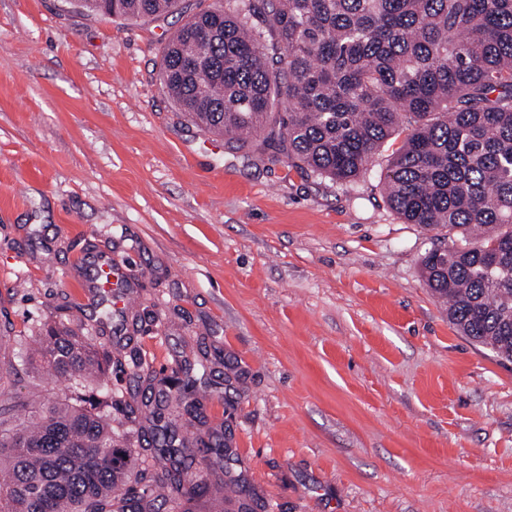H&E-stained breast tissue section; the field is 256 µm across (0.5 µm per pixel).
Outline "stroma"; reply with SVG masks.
<instances>
[{"label":"stroma","instance_id":"stroma-1","mask_svg":"<svg viewBox=\"0 0 512 512\" xmlns=\"http://www.w3.org/2000/svg\"><path fill=\"white\" fill-rule=\"evenodd\" d=\"M182 0L150 21L75 0H0V309L12 333L65 321L96 338L112 426L155 378L198 380L192 512H512V363L449 322L421 275L442 234L403 223L380 175L307 176L204 131L160 79ZM106 253L131 304L96 321L81 260ZM153 464L138 449L135 468ZM224 487L232 494L244 497L239 505V509L245 508L246 511L244 512L256 511L252 504L255 502L257 504V500L260 501V498H258L252 490L248 489L246 482L240 474L232 475L229 471L225 472L224 483L222 485L223 490Z\"/></svg>","mask_w":512,"mask_h":512}]
</instances>
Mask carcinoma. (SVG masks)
<instances>
[{
    "label": "carcinoma",
    "mask_w": 512,
    "mask_h": 512,
    "mask_svg": "<svg viewBox=\"0 0 512 512\" xmlns=\"http://www.w3.org/2000/svg\"><path fill=\"white\" fill-rule=\"evenodd\" d=\"M180 0H78L94 14L152 20ZM177 109L270 163L335 182L364 174L404 135L383 179L406 224L445 231L422 259L431 293L475 344L512 362V0H224L190 16L162 53ZM24 364L63 384L51 400L12 392L0 356V512H159L190 502L194 456L144 416L157 466L131 478L105 406L95 337L58 325L17 336ZM195 405L189 379L161 380ZM223 487L255 512L241 475Z\"/></svg>",
    "instance_id": "cac0c4a2"
}]
</instances>
